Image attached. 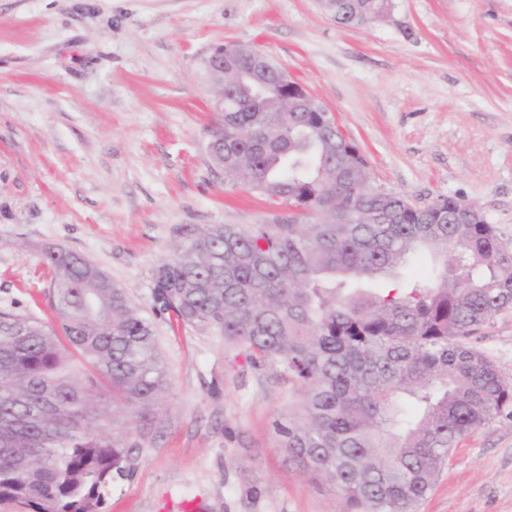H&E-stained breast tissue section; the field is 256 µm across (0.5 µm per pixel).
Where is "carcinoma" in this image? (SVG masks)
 <instances>
[{"instance_id":"carcinoma-1","label":"carcinoma","mask_w":512,"mask_h":512,"mask_svg":"<svg viewBox=\"0 0 512 512\" xmlns=\"http://www.w3.org/2000/svg\"><path fill=\"white\" fill-rule=\"evenodd\" d=\"M250 71L261 52L226 44ZM277 103L224 113L226 184L244 183L293 216L194 228L153 269L154 311L216 331L255 366L297 385L280 447L336 492L343 512H411L457 442L512 404V379L475 335L512 308V250L495 227L429 223L374 186L368 162L330 112H293L288 87L263 75ZM429 252L422 280L404 272ZM55 322L0 309V509L98 512L113 475L138 460V423L163 404L153 324L87 257L42 253Z\"/></svg>"}]
</instances>
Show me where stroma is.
I'll list each match as a JSON object with an SVG mask.
<instances>
[{
  "mask_svg": "<svg viewBox=\"0 0 512 512\" xmlns=\"http://www.w3.org/2000/svg\"><path fill=\"white\" fill-rule=\"evenodd\" d=\"M266 55L335 113L375 185L424 206L476 205L512 248V0H388L367 27L320 0H0V309L53 318L41 256L96 263L145 312L179 229L266 224L274 209L226 186L204 61ZM168 389L136 431L137 465L100 512H340L279 446L293 383L222 336L156 318ZM512 378V308L470 338ZM414 512H512V406L453 449Z\"/></svg>",
  "mask_w": 512,
  "mask_h": 512,
  "instance_id": "stroma-1",
  "label": "stroma"
}]
</instances>
